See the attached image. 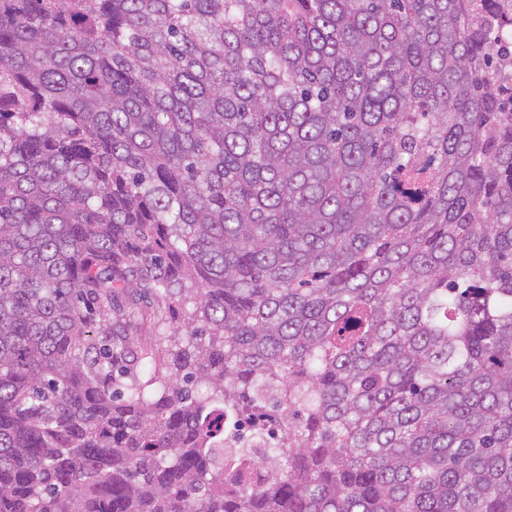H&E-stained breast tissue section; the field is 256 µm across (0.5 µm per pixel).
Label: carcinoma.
<instances>
[{
    "label": "carcinoma",
    "mask_w": 512,
    "mask_h": 512,
    "mask_svg": "<svg viewBox=\"0 0 512 512\" xmlns=\"http://www.w3.org/2000/svg\"><path fill=\"white\" fill-rule=\"evenodd\" d=\"M504 3L0 0V512H512Z\"/></svg>",
    "instance_id": "1"
}]
</instances>
